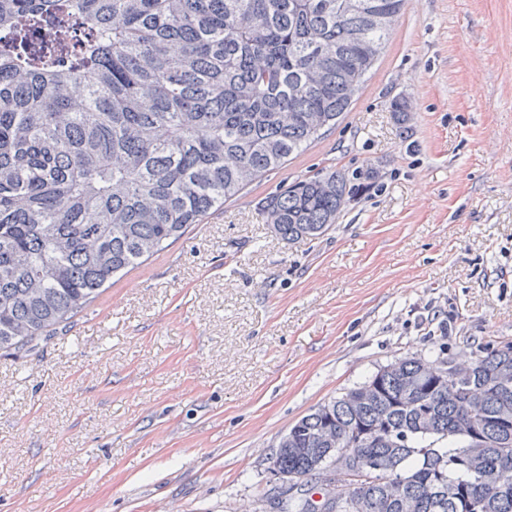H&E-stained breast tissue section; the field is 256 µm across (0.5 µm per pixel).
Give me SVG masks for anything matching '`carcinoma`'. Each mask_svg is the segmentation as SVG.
I'll return each instance as SVG.
<instances>
[{"label": "carcinoma", "instance_id": "carcinoma-1", "mask_svg": "<svg viewBox=\"0 0 512 512\" xmlns=\"http://www.w3.org/2000/svg\"><path fill=\"white\" fill-rule=\"evenodd\" d=\"M405 0H0V351L27 352L112 278L322 138L346 112ZM72 19L43 49L18 20ZM376 178L333 168L262 205L312 239ZM422 356L378 370L293 424L281 473L328 512H512V342H466L454 384ZM481 445L479 462L468 451Z\"/></svg>", "mask_w": 512, "mask_h": 512}]
</instances>
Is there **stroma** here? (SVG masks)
Returning <instances> with one entry per match:
<instances>
[{
  "label": "stroma",
  "mask_w": 512,
  "mask_h": 512,
  "mask_svg": "<svg viewBox=\"0 0 512 512\" xmlns=\"http://www.w3.org/2000/svg\"><path fill=\"white\" fill-rule=\"evenodd\" d=\"M329 166L378 179L276 237L264 199ZM469 339L512 340V0H407L336 128L0 353V512H269L293 423Z\"/></svg>",
  "instance_id": "35a3bbf8"
}]
</instances>
